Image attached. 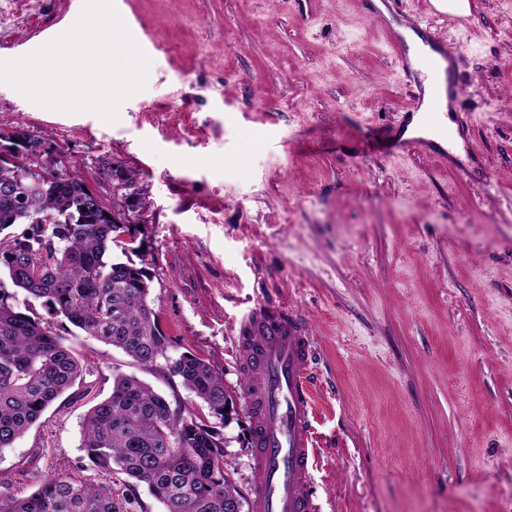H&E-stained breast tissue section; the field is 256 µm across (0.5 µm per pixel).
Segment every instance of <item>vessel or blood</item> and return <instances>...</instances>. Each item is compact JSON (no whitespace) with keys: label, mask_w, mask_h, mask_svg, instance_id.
I'll return each instance as SVG.
<instances>
[{"label":"vessel or blood","mask_w":512,"mask_h":512,"mask_svg":"<svg viewBox=\"0 0 512 512\" xmlns=\"http://www.w3.org/2000/svg\"><path fill=\"white\" fill-rule=\"evenodd\" d=\"M412 23L427 37L426 65L454 77L457 48L428 20L416 17ZM238 335L256 459L254 512H316L309 492L318 465L309 380L315 351L311 326L289 309H253L240 318Z\"/></svg>","instance_id":"vessel-or-blood-1"}]
</instances>
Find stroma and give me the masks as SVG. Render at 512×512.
I'll list each match as a JSON object with an SVG mask.
<instances>
[{
    "label": "stroma",
    "instance_id": "35a3bbf8",
    "mask_svg": "<svg viewBox=\"0 0 512 512\" xmlns=\"http://www.w3.org/2000/svg\"><path fill=\"white\" fill-rule=\"evenodd\" d=\"M83 0H0V60L66 31ZM151 60L144 90L108 124L0 84V134L25 128L112 201L135 170L151 298L167 354L224 373L238 417L224 466L253 496L255 456L237 322L285 307L317 349L311 492L319 512H512V0H470L467 27L434 13L463 60L458 125L478 162L383 153L413 101L384 41L430 0H115ZM82 384L12 447L0 482L25 496L64 473L126 494L82 459L81 421L137 374L159 373L76 328Z\"/></svg>",
    "mask_w": 512,
    "mask_h": 512
}]
</instances>
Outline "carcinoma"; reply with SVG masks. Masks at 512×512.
I'll list each match as a JSON object with an SVG mask.
<instances>
[{
	"label": "carcinoma",
	"mask_w": 512,
	"mask_h": 512,
	"mask_svg": "<svg viewBox=\"0 0 512 512\" xmlns=\"http://www.w3.org/2000/svg\"><path fill=\"white\" fill-rule=\"evenodd\" d=\"M117 179L109 207L76 176L38 171L22 155L0 157V448L12 446L82 378L83 358L60 333L67 322L195 399L189 407L173 405L137 376L116 374L111 395L83 417L84 458L99 470L124 474L132 489L147 486L166 512H224V497L240 491L224 470L217 425L237 415L234 397L224 372L210 361L192 352L167 356L139 230L118 223L125 211L144 209L121 193L136 174ZM16 224L27 228L7 232ZM115 251L127 261H114ZM19 290L51 319L19 311ZM138 508L133 494L121 502L110 486L64 474L26 496L0 483V512Z\"/></svg>",
	"instance_id": "cac0c4a2"
}]
</instances>
